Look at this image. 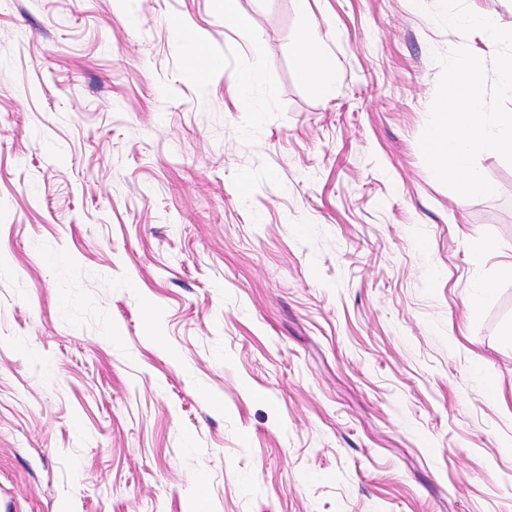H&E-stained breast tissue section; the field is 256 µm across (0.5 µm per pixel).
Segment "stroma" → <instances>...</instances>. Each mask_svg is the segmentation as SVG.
Returning a JSON list of instances; mask_svg holds the SVG:
<instances>
[{
	"label": "stroma",
	"mask_w": 512,
	"mask_h": 512,
	"mask_svg": "<svg viewBox=\"0 0 512 512\" xmlns=\"http://www.w3.org/2000/svg\"><path fill=\"white\" fill-rule=\"evenodd\" d=\"M436 6L0 0V512H512V164L423 159L486 50ZM289 50L297 58L305 79L330 96L333 84L329 76L335 72L336 61L324 46L312 35L304 34L292 43Z\"/></svg>",
	"instance_id": "35a3bbf8"
}]
</instances>
